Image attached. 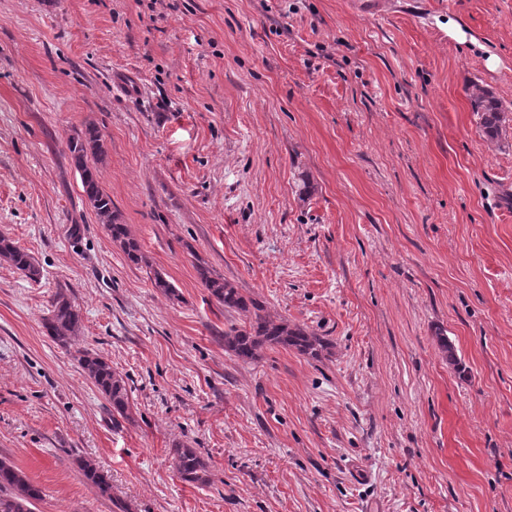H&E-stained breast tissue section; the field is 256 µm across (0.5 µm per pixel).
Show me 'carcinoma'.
Listing matches in <instances>:
<instances>
[{"instance_id": "carcinoma-1", "label": "carcinoma", "mask_w": 512, "mask_h": 512, "mask_svg": "<svg viewBox=\"0 0 512 512\" xmlns=\"http://www.w3.org/2000/svg\"><path fill=\"white\" fill-rule=\"evenodd\" d=\"M471 110L476 112L484 136L498 142L506 127L507 115L502 102L486 86L473 82L467 87ZM72 162L80 173L83 192L88 204L105 225L112 242L118 244L130 262L143 261L140 245L130 234L128 226L121 223L112 211V200L106 195L97 178L96 169L89 165V158L104 153V143L98 128L88 124L85 131L69 140ZM0 261L13 267L31 280H37L40 269L34 259L10 238L0 236ZM199 274L205 287L224 310L245 313L249 316L243 325L230 324L224 330V347L242 360H252L267 347L282 346L318 359L327 343L307 330L288 324L285 319H274L265 313L264 307L255 299L245 296L241 289L223 278H214L208 269L199 267ZM82 316L79 305L63 292L51 300L49 314L43 326L47 335L64 348L72 346L79 335ZM76 360L112 407V413L127 416L130 409L128 389L124 379L112 369V364L99 354L88 349L76 350ZM173 465L180 477L190 483L209 482L207 464L196 449L176 444L172 448ZM85 477L99 490L100 494L112 497V486L107 475L89 459L80 461ZM42 500V490L34 485L25 474L0 459V512H36Z\"/></svg>"}]
</instances>
